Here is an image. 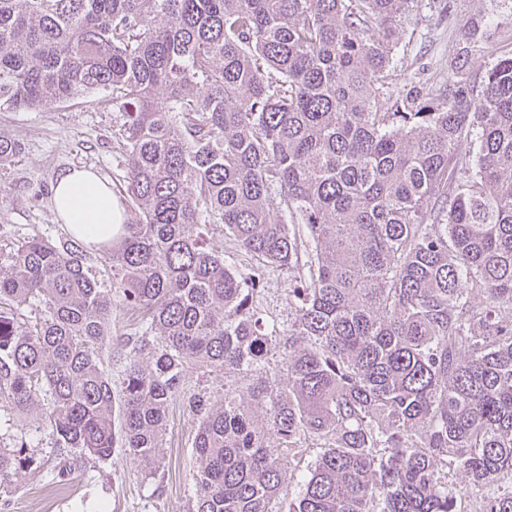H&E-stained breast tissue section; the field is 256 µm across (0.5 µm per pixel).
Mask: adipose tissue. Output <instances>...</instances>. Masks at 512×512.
Masks as SVG:
<instances>
[{
  "mask_svg": "<svg viewBox=\"0 0 512 512\" xmlns=\"http://www.w3.org/2000/svg\"><path fill=\"white\" fill-rule=\"evenodd\" d=\"M54 213L67 231L88 245L111 239L124 213L109 184L96 172L73 169L54 188Z\"/></svg>",
  "mask_w": 512,
  "mask_h": 512,
  "instance_id": "adipose-tissue-1",
  "label": "adipose tissue"
}]
</instances>
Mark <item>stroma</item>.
<instances>
[{
	"mask_svg": "<svg viewBox=\"0 0 512 512\" xmlns=\"http://www.w3.org/2000/svg\"><path fill=\"white\" fill-rule=\"evenodd\" d=\"M512 31V0H413L405 21L398 66L408 87L443 85L456 52L475 36L483 52L465 64L468 84L481 87L496 57L491 49ZM122 113L83 94L51 101L32 110L0 107V137L17 141L21 152L0 163V255L19 241L39 235L57 239L63 224L52 213L53 188L71 168H88L118 189L127 171L119 148ZM26 432L40 468L16 476L0 512H190L196 498L191 480L195 466L192 442L198 423L174 401L168 414L167 444L157 473L136 459L114 453L111 460L89 462L75 470L66 485L51 477L68 451L59 447L41 409L29 414Z\"/></svg>",
	"mask_w": 512,
	"mask_h": 512,
	"instance_id": "1",
	"label": "stroma"
}]
</instances>
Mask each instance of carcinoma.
Segmentation results:
<instances>
[{
    "mask_svg": "<svg viewBox=\"0 0 512 512\" xmlns=\"http://www.w3.org/2000/svg\"><path fill=\"white\" fill-rule=\"evenodd\" d=\"M409 2L0 0V103L111 94L139 214L101 270L66 237L0 262V412L45 409L58 481L117 449L157 470L199 369L192 512H512V33L477 101L457 65L401 94ZM28 448L0 438V493ZM212 228L216 227L211 226L203 231L205 242L214 250L223 254L225 263L230 267L235 268L242 273L248 272V268L250 266L249 257L239 248L229 243H225L224 232L220 231V229H222V225L220 228L217 227L215 230ZM266 294L260 303L264 318L276 320L285 328H288V296L285 288H288V281L281 274L276 272L271 276Z\"/></svg>",
    "mask_w": 512,
    "mask_h": 512,
    "instance_id": "carcinoma-1",
    "label": "carcinoma"
}]
</instances>
